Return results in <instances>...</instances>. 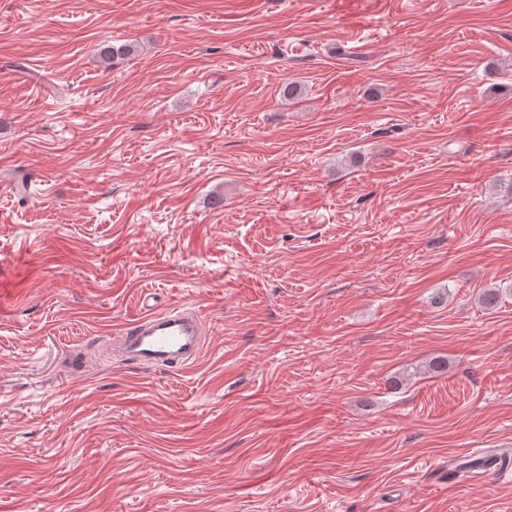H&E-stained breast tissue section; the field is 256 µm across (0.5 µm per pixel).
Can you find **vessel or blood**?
<instances>
[{
    "label": "vessel or blood",
    "instance_id": "1",
    "mask_svg": "<svg viewBox=\"0 0 512 512\" xmlns=\"http://www.w3.org/2000/svg\"><path fill=\"white\" fill-rule=\"evenodd\" d=\"M141 314L112 339V353L140 368H184L201 354L206 319L183 305L157 309L150 295L141 298Z\"/></svg>",
    "mask_w": 512,
    "mask_h": 512
}]
</instances>
